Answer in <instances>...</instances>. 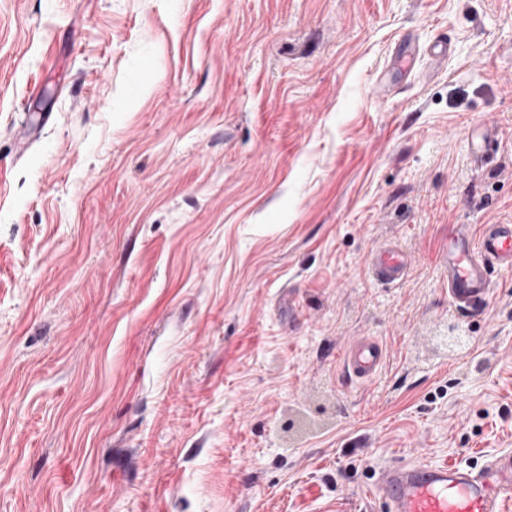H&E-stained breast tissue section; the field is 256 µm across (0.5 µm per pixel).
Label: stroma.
Listing matches in <instances>:
<instances>
[{
    "instance_id": "1",
    "label": "stroma",
    "mask_w": 512,
    "mask_h": 512,
    "mask_svg": "<svg viewBox=\"0 0 512 512\" xmlns=\"http://www.w3.org/2000/svg\"><path fill=\"white\" fill-rule=\"evenodd\" d=\"M455 224H512V0H0V512H386L512 451ZM369 264L375 278L380 282L398 281L407 272L405 258L392 245H384L375 250L369 258ZM383 361L381 344L370 337H362L349 347L343 357V368L349 376L366 380L382 367Z\"/></svg>"
}]
</instances>
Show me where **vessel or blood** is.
I'll return each mask as SVG.
<instances>
[{
    "label": "vessel or blood",
    "mask_w": 512,
    "mask_h": 512,
    "mask_svg": "<svg viewBox=\"0 0 512 512\" xmlns=\"http://www.w3.org/2000/svg\"><path fill=\"white\" fill-rule=\"evenodd\" d=\"M452 47L443 36L426 47L432 63L441 64ZM410 52L395 58L396 66L413 69L418 55ZM441 262L448 272V297L463 312L478 311L489 292V271L512 268V225L486 224L473 230L468 224L452 225L448 247ZM378 281L391 283L403 278L407 262L395 246L385 245L370 258ZM381 344L364 337L351 345L343 358L345 372L357 379L371 378L382 366ZM374 489L387 512H505L512 500V452L498 455L478 472L448 463L419 462L385 467Z\"/></svg>",
    "instance_id": "obj_1"
}]
</instances>
